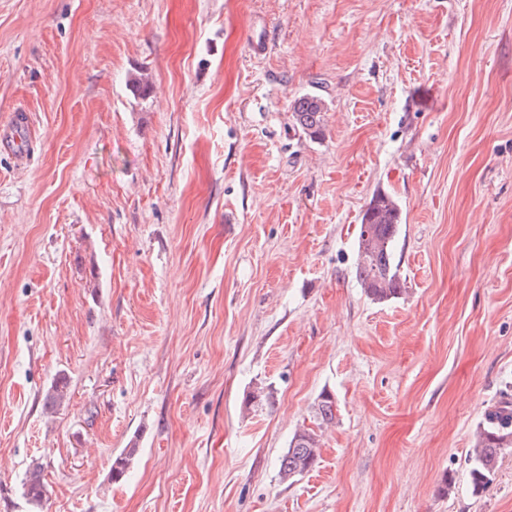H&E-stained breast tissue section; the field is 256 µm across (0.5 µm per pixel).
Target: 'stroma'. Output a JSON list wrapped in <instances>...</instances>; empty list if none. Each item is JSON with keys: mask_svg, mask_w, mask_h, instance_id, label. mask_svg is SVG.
Wrapping results in <instances>:
<instances>
[{"mask_svg": "<svg viewBox=\"0 0 512 512\" xmlns=\"http://www.w3.org/2000/svg\"><path fill=\"white\" fill-rule=\"evenodd\" d=\"M16 110L0 512H512V449L483 496L467 475L512 385V0H0ZM380 191L405 286L381 303L355 277ZM303 428L318 463L282 480ZM294 126L309 138H318L324 131V112L328 107L326 100L318 94H304L293 100L290 105ZM31 119L25 111H16L0 123V149L18 162H25L31 147Z\"/></svg>", "mask_w": 512, "mask_h": 512, "instance_id": "35a3bbf8", "label": "stroma"}]
</instances>
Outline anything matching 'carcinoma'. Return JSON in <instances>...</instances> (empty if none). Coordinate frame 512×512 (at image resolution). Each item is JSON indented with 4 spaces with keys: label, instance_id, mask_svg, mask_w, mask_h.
Masks as SVG:
<instances>
[{
    "label": "carcinoma",
    "instance_id": "1",
    "mask_svg": "<svg viewBox=\"0 0 512 512\" xmlns=\"http://www.w3.org/2000/svg\"><path fill=\"white\" fill-rule=\"evenodd\" d=\"M294 126L309 138L323 135L324 112L328 110L326 100L318 94H304L290 105ZM401 223V211L396 200L389 194L378 193L364 210L359 227L358 261L356 277L369 298L377 302L394 298L403 291V283L394 264L392 245ZM68 397V382L58 376L46 393L47 408L60 406ZM335 401L323 394L315 410V418L323 423L335 419ZM318 434L312 429L294 433L287 452L280 460V476L288 481L301 475L315 465ZM512 448V389L500 392L499 399L485 413L478 425L475 442L470 449L468 480L472 493H484L493 481L500 459ZM139 448L132 443L112 460V481L126 477L129 466ZM25 495L33 504H40L45 495L41 468L35 467L27 476Z\"/></svg>",
    "mask_w": 512,
    "mask_h": 512
}]
</instances>
